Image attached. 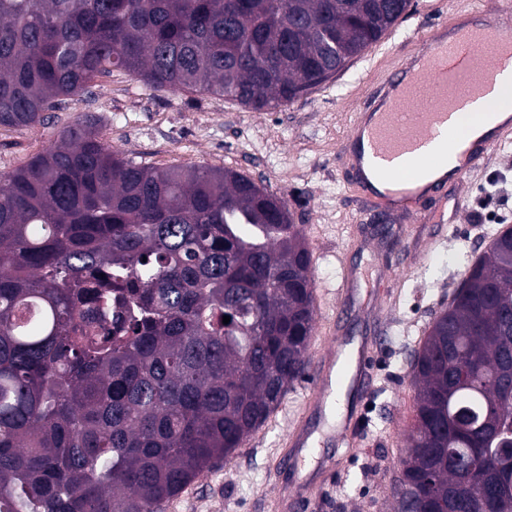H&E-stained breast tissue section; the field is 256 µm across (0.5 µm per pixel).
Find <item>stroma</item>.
Instances as JSON below:
<instances>
[{
  "mask_svg": "<svg viewBox=\"0 0 512 512\" xmlns=\"http://www.w3.org/2000/svg\"><path fill=\"white\" fill-rule=\"evenodd\" d=\"M466 0H412L409 15L378 44L324 84L274 112H252L224 98L182 91L153 92L135 76L113 74L88 103L74 100L31 129L0 128V173L23 165L53 144L78 115L96 113L114 151L156 167L202 164L230 168L283 197L312 253L315 323L310 353L334 335H370L380 312L384 342L374 353V392L355 446L337 447L329 425L317 436L321 455L342 458L307 512H391L392 484L404 438L414 420L409 384L411 351L447 307L464 270L495 236L512 227V141L493 148L461 188L436 202L429 223L360 212L336 151L345 139L368 81L394 66L398 48L420 26L448 18ZM356 274L348 299L337 294L344 267ZM397 282L387 301L378 293ZM308 380L295 382L283 402L230 463L191 483L163 512H275L286 491L276 465L301 408Z\"/></svg>",
  "mask_w": 512,
  "mask_h": 512,
  "instance_id": "1",
  "label": "stroma"
}]
</instances>
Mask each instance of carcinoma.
I'll return each mask as SVG.
<instances>
[{
    "instance_id": "cac0c4a2",
    "label": "carcinoma",
    "mask_w": 512,
    "mask_h": 512,
    "mask_svg": "<svg viewBox=\"0 0 512 512\" xmlns=\"http://www.w3.org/2000/svg\"><path fill=\"white\" fill-rule=\"evenodd\" d=\"M410 6L0 0V127L92 102L114 72L274 111ZM99 122L0 174V512H160L307 369L312 254L286 202L233 169L138 164ZM409 378L394 512H512L485 457L512 428V230L471 260Z\"/></svg>"
}]
</instances>
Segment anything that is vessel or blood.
I'll use <instances>...</instances> for the list:
<instances>
[{
    "mask_svg": "<svg viewBox=\"0 0 512 512\" xmlns=\"http://www.w3.org/2000/svg\"><path fill=\"white\" fill-rule=\"evenodd\" d=\"M504 71H512V0H496L491 7L485 0H472L463 18L418 31L354 113L345 145L336 155L340 170L378 209L393 207L394 193L405 191L409 198L404 212L415 218L426 215L443 184H423L424 173L446 165L447 149L457 145L453 131L461 112L488 99ZM510 139L512 123L469 143L451 181L463 183L492 148ZM375 344L372 338L359 346L336 341L314 360L311 370L318 384L306 393L280 458L281 469L293 473L288 495L278 501L280 512H302L334 469L333 457H315L308 422L335 411L338 364H353L354 384L361 392L371 391L370 354ZM358 420V410L347 412L332 431L336 444L353 446ZM310 458L317 461L311 471L305 468Z\"/></svg>",
    "mask_w": 512,
    "mask_h": 512,
    "instance_id": "b4317fda",
    "label": "vessel or blood"
}]
</instances>
